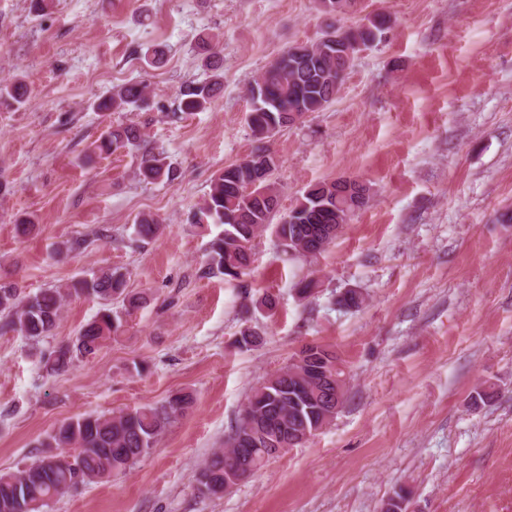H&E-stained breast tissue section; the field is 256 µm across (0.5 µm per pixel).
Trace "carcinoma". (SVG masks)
<instances>
[{"mask_svg": "<svg viewBox=\"0 0 512 512\" xmlns=\"http://www.w3.org/2000/svg\"><path fill=\"white\" fill-rule=\"evenodd\" d=\"M352 2L317 0V6L321 13L335 18L351 8ZM388 30L389 19L379 13L364 17L354 27L332 22L318 41L287 47L249 83L248 125L260 145L216 175L192 216V223L200 228H221L210 242V272L227 281L248 274L253 242L270 227L284 253L319 254L336 239L329 230L343 228L354 211L367 205V183L338 178L308 185L288 214L277 217L273 203L279 197L275 174L280 160L267 139L292 126V114L302 119L334 103L356 57L383 42ZM200 49L202 61L214 71V78L179 88L177 101L182 112L205 110L221 89L218 53L209 52L204 39ZM26 95V86L20 80L0 83V104L20 108ZM149 107V90L143 82L118 86L111 96L95 105L100 112ZM144 143V133L138 126L117 125L98 139L95 149L101 155L137 152L138 175L147 182L172 184L179 180V167L164 154L145 148ZM159 231L160 225L151 215L136 221L135 232L142 240L154 239ZM74 290L103 301V309L80 329L75 340L49 354L45 366L52 372L96 354L103 343L117 335L122 315L112 308V300L121 297L130 307L139 301L127 296L124 275L110 269L93 273L75 284ZM62 300L61 292L54 288L23 296L16 286L0 284V313L5 315L0 329L17 331L31 340L48 336L61 318ZM190 404L189 396L174 395L161 405H145L117 415H86L62 423L42 442V447L58 452H50L21 469L0 472V512H43L50 500L80 485L126 471L155 446L167 425ZM342 405L343 401L336 400L328 383L314 370L290 363L252 390L224 439V447L214 451L199 472L198 491L214 497L228 485L254 475L282 449L292 447L289 432L302 429L314 436L333 421Z\"/></svg>", "mask_w": 512, "mask_h": 512, "instance_id": "cac0c4a2", "label": "carcinoma"}]
</instances>
